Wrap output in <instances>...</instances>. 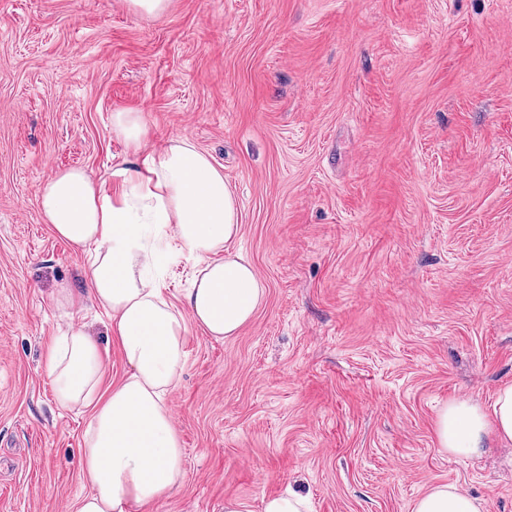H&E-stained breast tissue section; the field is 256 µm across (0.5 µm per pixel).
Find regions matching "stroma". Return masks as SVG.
I'll return each instance as SVG.
<instances>
[{
	"instance_id": "obj_1",
	"label": "stroma",
	"mask_w": 512,
	"mask_h": 512,
	"mask_svg": "<svg viewBox=\"0 0 512 512\" xmlns=\"http://www.w3.org/2000/svg\"><path fill=\"white\" fill-rule=\"evenodd\" d=\"M234 189L267 286L237 336L190 327L168 403L181 491L152 512H410L455 484L512 512V447L442 451L449 401L512 383V0H0V512H73L92 411L43 353L87 255L43 182L124 157L111 115ZM308 500L295 493L268 497L263 501V512H310Z\"/></svg>"
}]
</instances>
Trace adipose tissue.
<instances>
[{
    "mask_svg": "<svg viewBox=\"0 0 512 512\" xmlns=\"http://www.w3.org/2000/svg\"><path fill=\"white\" fill-rule=\"evenodd\" d=\"M111 123L125 160L97 179L80 169L57 172L42 184L38 203L44 223L92 257L85 287L60 284L52 304L72 316L96 302L129 372L102 392L107 350L73 324L47 348L44 373L60 406L93 410L80 459L89 490L74 512H150L186 478L166 397L180 380L190 326L218 340L238 335L261 306L265 285L231 249L241 224L223 172L186 140L152 147L143 112H114ZM172 236L195 261L183 310L164 288ZM435 436L440 448L461 458L477 455L489 439L512 447V384L499 387L488 406L449 401L437 415ZM411 512H487V506L441 484L422 493Z\"/></svg>",
    "mask_w": 512,
    "mask_h": 512,
    "instance_id": "ef3b65f1",
    "label": "adipose tissue"
}]
</instances>
